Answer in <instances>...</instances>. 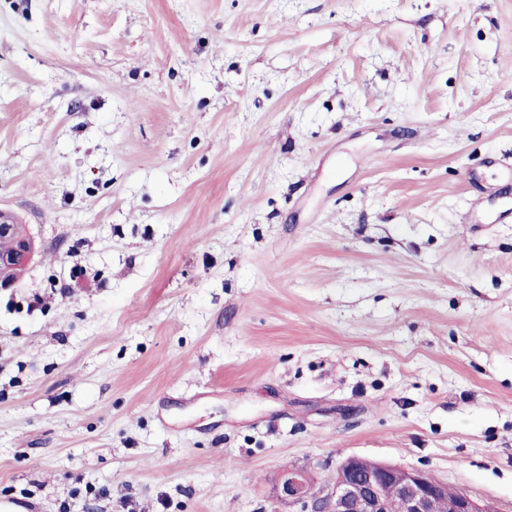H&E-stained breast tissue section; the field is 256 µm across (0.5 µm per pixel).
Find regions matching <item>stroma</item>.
I'll use <instances>...</instances> for the list:
<instances>
[{"mask_svg":"<svg viewBox=\"0 0 512 512\" xmlns=\"http://www.w3.org/2000/svg\"><path fill=\"white\" fill-rule=\"evenodd\" d=\"M509 155L512 0H0V500L512 512ZM12 247L13 242L11 240H0V254H7L0 256V291L12 288L16 284V279L23 271V268L19 267L28 264L35 251V242L29 234L24 233L16 237L15 245L11 251ZM14 269L16 270L14 271ZM12 274L16 279L13 278ZM441 489L448 492L443 493L438 512H493L466 491H450L446 484L420 470L369 463L357 457L341 463L335 484L319 497L310 499V485L304 472L288 471L281 478L283 495L289 501L302 503L304 509L310 499L311 512H435ZM390 490L399 495L404 511L395 496L389 510Z\"/></svg>","mask_w":512,"mask_h":512,"instance_id":"stroma-1","label":"stroma"}]
</instances>
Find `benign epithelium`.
<instances>
[{
	"label": "benign epithelium",
	"mask_w": 512,
	"mask_h": 512,
	"mask_svg": "<svg viewBox=\"0 0 512 512\" xmlns=\"http://www.w3.org/2000/svg\"><path fill=\"white\" fill-rule=\"evenodd\" d=\"M35 251L33 238L16 236L13 250L0 256V291L13 287V271L28 264ZM448 489L426 473L349 457L338 468L336 482L319 497H310L308 477L302 471L283 474L281 491L288 500L311 507V512H390L389 492L395 491L404 512H435L440 491ZM455 512H492L466 491H458Z\"/></svg>",
	"instance_id": "obj_1"
}]
</instances>
